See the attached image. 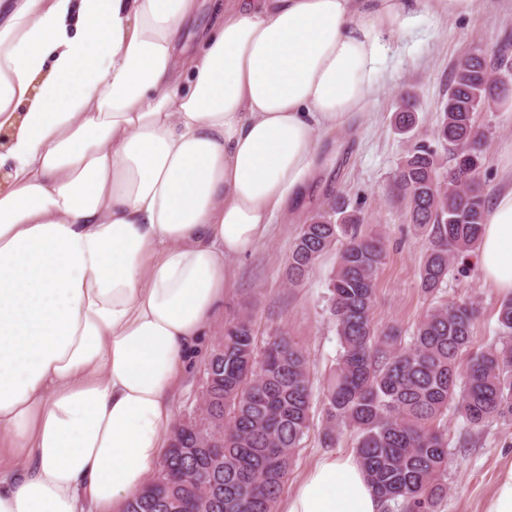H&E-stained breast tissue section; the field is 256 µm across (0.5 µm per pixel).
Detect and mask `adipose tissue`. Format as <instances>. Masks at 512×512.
I'll use <instances>...</instances> for the list:
<instances>
[{"label":"adipose tissue","mask_w":512,"mask_h":512,"mask_svg":"<svg viewBox=\"0 0 512 512\" xmlns=\"http://www.w3.org/2000/svg\"><path fill=\"white\" fill-rule=\"evenodd\" d=\"M418 0H0V512H123L177 424L225 265L269 239L321 134L379 97ZM478 266L512 295V173ZM277 512H384L324 455Z\"/></svg>","instance_id":"1"}]
</instances>
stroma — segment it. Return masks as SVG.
<instances>
[{"instance_id":"stroma-1","label":"stroma","mask_w":512,"mask_h":512,"mask_svg":"<svg viewBox=\"0 0 512 512\" xmlns=\"http://www.w3.org/2000/svg\"><path fill=\"white\" fill-rule=\"evenodd\" d=\"M496 51L506 61L500 76L512 85V0H489L482 12L457 18L420 8L407 28L388 37L380 63L384 91L369 116L320 139L319 168L301 201L276 214V231L270 239L228 262L224 305L207 326L206 351L180 376L173 394L178 419L196 410L208 350L223 336L228 323L245 315L253 320L258 342L281 332L291 337L307 356L313 392H321L340 350L328 310V283L336 270V253H325L294 286L287 280V264L300 225L315 212H332L338 204L359 212L362 232L379 234L384 243L385 260L376 277L372 309L378 330L395 326L407 339L438 301H466L478 309L474 348L496 340V311L502 297L485 284L477 264L452 268L438 294L423 292L419 271L428 240L416 225L407 223L406 202L394 182L408 149L394 126L401 95L412 97L416 140L430 145L439 165L447 166L448 150L437 141L435 129L443 117L453 64L470 52ZM475 124L486 158L480 178L490 194L512 168V98L477 112ZM445 422L450 491L439 512H484L503 461L512 459V426L491 423L472 435L463 448L459 445L461 420L451 414ZM322 428L321 421H314L297 449L289 485H296L326 452L353 453L356 435L352 430L342 429L336 445L329 449L321 442Z\"/></svg>"}]
</instances>
